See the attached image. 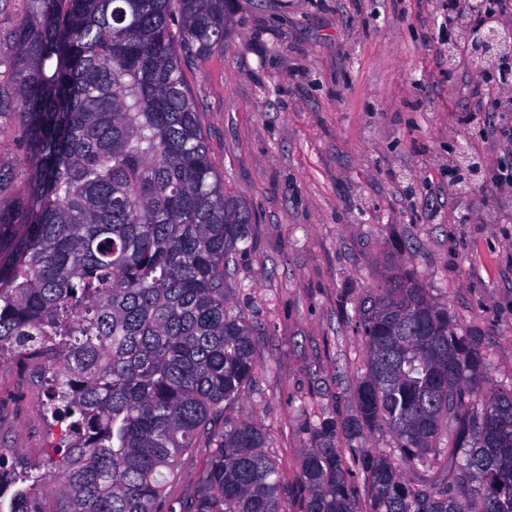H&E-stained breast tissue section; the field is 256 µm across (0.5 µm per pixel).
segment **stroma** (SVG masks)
<instances>
[{"label":"stroma","instance_id":"obj_1","mask_svg":"<svg viewBox=\"0 0 512 512\" xmlns=\"http://www.w3.org/2000/svg\"><path fill=\"white\" fill-rule=\"evenodd\" d=\"M448 0H234L229 37L183 77L225 188L253 216L227 279L254 326L258 375L229 411L257 423L294 489L317 413L356 412L366 353L356 302L387 268H414L462 331L482 337L490 384L512 383V113L476 110L450 69ZM482 162L456 185L461 154ZM44 359L0 361V448L49 445ZM207 448L183 460L171 501L199 488Z\"/></svg>","mask_w":512,"mask_h":512}]
</instances>
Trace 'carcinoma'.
<instances>
[{"mask_svg":"<svg viewBox=\"0 0 512 512\" xmlns=\"http://www.w3.org/2000/svg\"><path fill=\"white\" fill-rule=\"evenodd\" d=\"M8 40L11 89L34 170L0 210V359L50 355L43 460L0 466L8 512H175L167 488L206 441L185 512H290L256 424L227 417L255 379L252 325L226 276L252 234L224 190L182 60L224 46L230 0H22ZM367 367L355 414L321 416L298 484L301 512H512V386H484L486 352L415 271L356 306ZM385 428L393 449L347 441ZM448 441L444 448L438 447ZM445 478L411 483L402 469ZM463 488L471 495L462 496ZM29 187L27 176H18L7 189L0 193V209L3 211L16 209L27 197Z\"/></svg>","mask_w":512,"mask_h":512,"instance_id":"cac0c4a2","label":"carcinoma"}]
</instances>
